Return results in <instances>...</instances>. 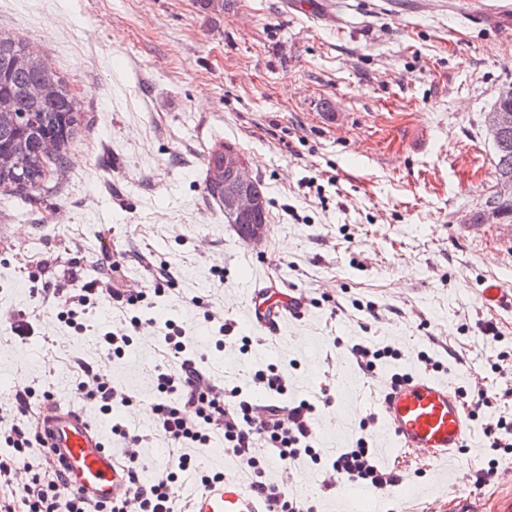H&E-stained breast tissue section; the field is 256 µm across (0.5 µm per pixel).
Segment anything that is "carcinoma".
Returning a JSON list of instances; mask_svg holds the SVG:
<instances>
[{"label": "carcinoma", "mask_w": 512, "mask_h": 512, "mask_svg": "<svg viewBox=\"0 0 512 512\" xmlns=\"http://www.w3.org/2000/svg\"><path fill=\"white\" fill-rule=\"evenodd\" d=\"M25 54L32 60L27 70L12 66L13 56ZM56 84L55 93L40 91L44 76ZM14 112L19 122L11 128L0 127V191L9 196L27 198L30 192L45 188V167L64 163V151L84 123V113L67 84L50 64L33 52L20 38L0 35V112ZM57 142V152L45 157L40 144ZM495 172H512V132L504 145L495 150Z\"/></svg>", "instance_id": "1"}]
</instances>
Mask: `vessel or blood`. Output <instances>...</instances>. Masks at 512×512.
I'll return each instance as SVG.
<instances>
[{"label":"vessel or blood","mask_w":512,"mask_h":512,"mask_svg":"<svg viewBox=\"0 0 512 512\" xmlns=\"http://www.w3.org/2000/svg\"><path fill=\"white\" fill-rule=\"evenodd\" d=\"M285 303L276 288L254 291L248 306L252 323L280 335L287 320ZM380 412L400 448L431 459L463 448L473 431L457 392L447 382L426 375L388 387ZM38 422L46 431L47 447L60 450L80 492L101 501L128 493L121 462L104 432L84 413L50 401L40 408ZM193 512H259V507L237 482L222 479L194 495Z\"/></svg>","instance_id":"b4317fda"}]
</instances>
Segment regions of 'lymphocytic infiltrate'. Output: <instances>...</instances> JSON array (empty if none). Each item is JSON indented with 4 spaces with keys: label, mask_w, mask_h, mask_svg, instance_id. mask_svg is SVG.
Wrapping results in <instances>:
<instances>
[{
    "label": "lymphocytic infiltrate",
    "mask_w": 512,
    "mask_h": 512,
    "mask_svg": "<svg viewBox=\"0 0 512 512\" xmlns=\"http://www.w3.org/2000/svg\"><path fill=\"white\" fill-rule=\"evenodd\" d=\"M97 265L99 279L79 288L67 290L49 280L40 283L39 293L44 297L67 294L66 319L80 333L86 329L85 316L101 303L124 312L146 301L149 295H163L173 283L168 266L162 264L151 274V289L116 288L112 275L120 264L113 261L111 252L102 251ZM161 337L166 361L157 367L156 380L164 398L150 405V434L132 433L120 425L112 428L113 435L120 439L117 454L129 471V497L104 506L82 496L60 464L42 452L37 425L27 423L12 426L5 438L15 453L0 457V512H175V486L180 473L194 471L204 487L218 480V473L195 468L192 458L183 452L190 445L207 447L216 433L223 435L225 449L249 474V490L263 512H309L285 487L266 481L265 468L272 457L285 465L304 455L313 465L374 490L398 485L399 473L378 468L365 438H358L351 447L329 457L316 450L314 416L318 405H330V398H323L318 405L306 400L292 406L280 403L279 395L287 391L286 381L271 367L255 372L252 381L272 393L273 399L256 403L244 395L240 386L221 385L208 377L196 354L188 350L184 329L174 321L166 322ZM78 377L86 399L98 403L102 411L136 402L127 390L113 386L106 374L89 365H80ZM152 437L165 440L176 453L170 457L165 473L145 484L139 478L140 448Z\"/></svg>",
    "instance_id": "1"
}]
</instances>
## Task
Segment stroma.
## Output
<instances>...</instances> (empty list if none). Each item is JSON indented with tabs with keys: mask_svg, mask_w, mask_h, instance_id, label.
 <instances>
[{
	"mask_svg": "<svg viewBox=\"0 0 512 512\" xmlns=\"http://www.w3.org/2000/svg\"><path fill=\"white\" fill-rule=\"evenodd\" d=\"M512 0H232L204 17L196 0H0V34L27 40L75 93L88 121L46 192L21 203L0 194V378L86 412L110 431L127 421L148 432L144 406L163 364L158 325L183 326L190 350L227 386L274 365L287 401L316 400L319 447L366 438L378 464L402 480L378 494L344 480L325 487L308 461L292 465L289 491L317 512H448L456 498L493 512L512 496V454L493 453L488 408L466 448L432 461L399 448L378 413L395 372L425 374L417 354L442 365L453 388L496 393L512 355V308L480 300L484 283L512 289V223L467 224L495 181L484 115L512 85ZM235 143L270 200L261 247L244 243L205 189L208 150ZM110 229L115 278L148 284L151 265L174 285L139 309L138 338L122 358L101 352L100 331L119 312L102 304L76 334L43 301L30 274L68 284L73 258L97 276ZM296 288L303 316L251 353L216 349L204 311L253 336L249 289ZM203 300L196 308L194 300ZM25 314L27 337L10 328ZM494 333H486V325ZM391 346L399 360L377 376L349 352ZM136 397L102 414L77 388L78 362ZM497 458L500 478L478 486Z\"/></svg>",
	"mask_w": 512,
	"mask_h": 512,
	"instance_id": "1",
	"label": "stroma"
}]
</instances>
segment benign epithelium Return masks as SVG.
<instances>
[{
	"mask_svg": "<svg viewBox=\"0 0 512 512\" xmlns=\"http://www.w3.org/2000/svg\"><path fill=\"white\" fill-rule=\"evenodd\" d=\"M486 127L493 132L512 130V108L485 115ZM220 162L211 165L208 180L211 185L222 189V208L242 237L250 244H261L268 232V225L256 224L252 218L264 211L266 200L256 191V178L250 170L245 155L234 145L226 143L215 148ZM512 201V173L505 171L496 176L492 194L482 206L484 214L481 222L494 223L499 220V211L494 208L497 202Z\"/></svg>",
	"mask_w": 512,
	"mask_h": 512,
	"instance_id": "benign-epithelium-1",
	"label": "benign epithelium"
}]
</instances>
